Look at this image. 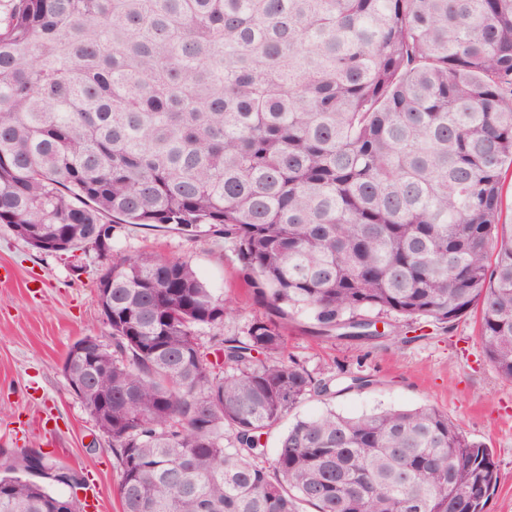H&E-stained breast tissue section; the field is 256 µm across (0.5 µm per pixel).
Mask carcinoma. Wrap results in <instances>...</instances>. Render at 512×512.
Segmentation results:
<instances>
[{"label": "carcinoma", "mask_w": 512, "mask_h": 512, "mask_svg": "<svg viewBox=\"0 0 512 512\" xmlns=\"http://www.w3.org/2000/svg\"><path fill=\"white\" fill-rule=\"evenodd\" d=\"M512 0H16L0 22V224L39 252L203 225L317 332L475 312L512 381ZM112 345L67 384L122 512H485L490 448L433 407L301 419L331 393L179 258L112 256ZM17 464L0 512H80Z\"/></svg>", "instance_id": "carcinoma-1"}]
</instances>
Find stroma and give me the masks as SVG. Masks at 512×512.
<instances>
[{"label": "stroma", "mask_w": 512, "mask_h": 512, "mask_svg": "<svg viewBox=\"0 0 512 512\" xmlns=\"http://www.w3.org/2000/svg\"><path fill=\"white\" fill-rule=\"evenodd\" d=\"M113 243L122 254L188 261L206 287L235 308L223 335L242 336L253 322L272 321L284 331L287 354L310 372L367 379L363 388L300 403L267 438L266 459L274 458L280 433L299 419L329 410L358 416L431 406L492 448L500 483L486 512H512V382L485 357L474 318L450 326L397 320L387 336L339 339L317 334L309 309L281 315L259 302L234 245L207 228L120 224ZM108 264L90 248L36 252L0 224V267L13 273L11 282L0 284V468L28 449H42L49 463H64L102 488L101 512H120L118 461L63 374L65 355L78 339L112 342L95 298Z\"/></svg>", "instance_id": "35a3bbf8"}]
</instances>
